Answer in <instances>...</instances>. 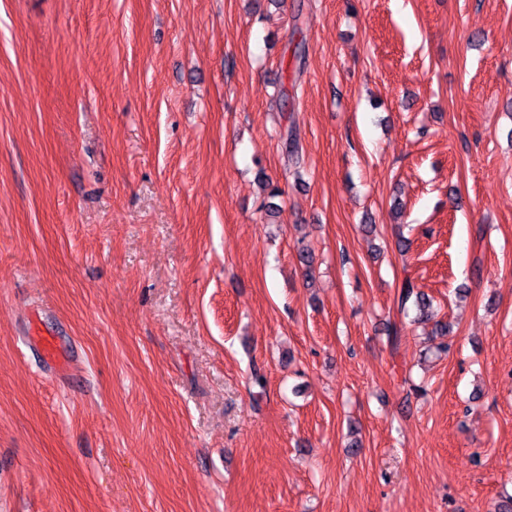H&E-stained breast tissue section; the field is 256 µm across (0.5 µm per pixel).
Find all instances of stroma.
I'll return each instance as SVG.
<instances>
[{"label":"stroma","mask_w":512,"mask_h":512,"mask_svg":"<svg viewBox=\"0 0 512 512\" xmlns=\"http://www.w3.org/2000/svg\"><path fill=\"white\" fill-rule=\"evenodd\" d=\"M252 1L0 0V512L512 494V0ZM412 303L416 309L417 318L426 321L432 318L431 304L425 296L417 291L415 284L410 278H405L399 288L398 306L400 310L407 309V305Z\"/></svg>","instance_id":"1"}]
</instances>
